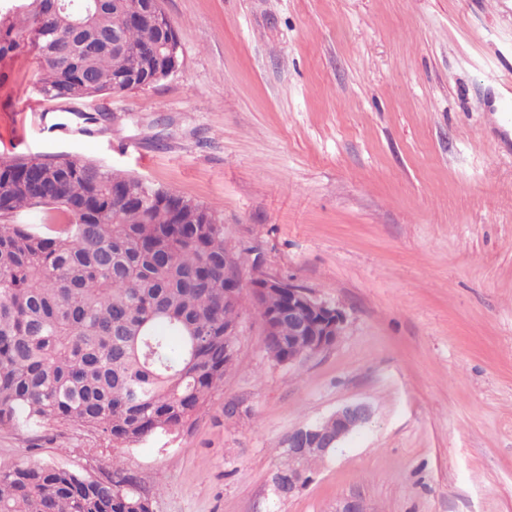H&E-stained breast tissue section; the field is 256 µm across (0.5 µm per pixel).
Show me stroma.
Masks as SVG:
<instances>
[{"instance_id":"1","label":"stroma","mask_w":512,"mask_h":512,"mask_svg":"<svg viewBox=\"0 0 512 512\" xmlns=\"http://www.w3.org/2000/svg\"><path fill=\"white\" fill-rule=\"evenodd\" d=\"M162 7L181 66L152 87L46 101L30 54L0 69V156H76L213 208L228 249L343 332L285 366L244 310L190 429L117 452L5 426L0 463L98 479L117 457L154 512H512V0ZM354 401L371 420L276 496L288 434Z\"/></svg>"}]
</instances>
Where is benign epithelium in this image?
Instances as JSON below:
<instances>
[{"label":"benign epithelium","mask_w":512,"mask_h":512,"mask_svg":"<svg viewBox=\"0 0 512 512\" xmlns=\"http://www.w3.org/2000/svg\"><path fill=\"white\" fill-rule=\"evenodd\" d=\"M237 254L224 256V302L235 301L243 291L241 269L232 262ZM249 282L251 298L268 309L261 323L263 336H279L282 323H288V363L318 353L336 342L341 335L345 314L339 308L318 299L310 289L288 278L272 277L264 273L262 263L252 267ZM241 319L224 325V346L237 362V338ZM371 406L365 402H350L337 408L320 422L302 425L288 434V474L275 473L272 484L276 494L291 496L309 480L302 465L306 453L312 451L323 457L350 434L364 426L371 418Z\"/></svg>","instance_id":"obj_1"}]
</instances>
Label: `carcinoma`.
<instances>
[{"label":"carcinoma","mask_w":512,"mask_h":512,"mask_svg":"<svg viewBox=\"0 0 512 512\" xmlns=\"http://www.w3.org/2000/svg\"><path fill=\"white\" fill-rule=\"evenodd\" d=\"M26 0L0 11V67L22 44L45 100L120 96L165 79L179 39L131 0ZM40 206L44 230L0 224V426L49 422L116 446L192 426L232 369L224 224L216 211L76 157H0V216ZM121 463L92 479L61 465L0 464V512H149Z\"/></svg>","instance_id":"obj_1"}]
</instances>
